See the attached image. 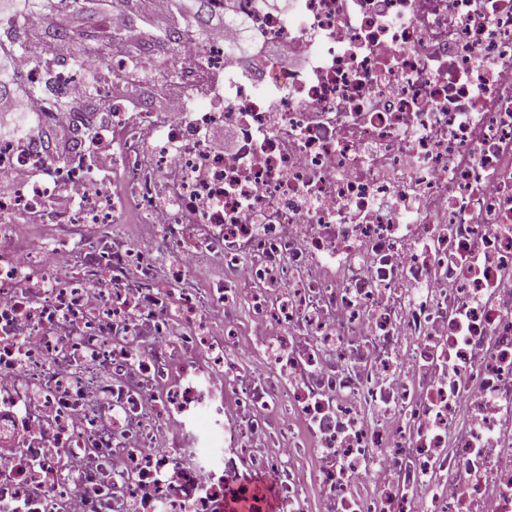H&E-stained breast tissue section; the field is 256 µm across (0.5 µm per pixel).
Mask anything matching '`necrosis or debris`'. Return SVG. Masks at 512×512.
Segmentation results:
<instances>
[{
	"instance_id": "obj_1",
	"label": "necrosis or debris",
	"mask_w": 512,
	"mask_h": 512,
	"mask_svg": "<svg viewBox=\"0 0 512 512\" xmlns=\"http://www.w3.org/2000/svg\"><path fill=\"white\" fill-rule=\"evenodd\" d=\"M173 8L0 138V512H512V0H211L148 107Z\"/></svg>"
}]
</instances>
